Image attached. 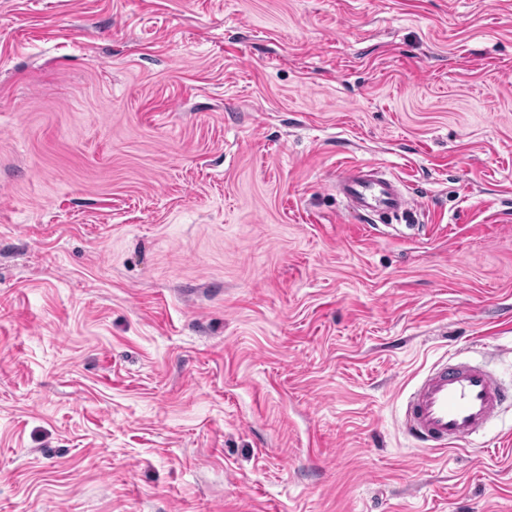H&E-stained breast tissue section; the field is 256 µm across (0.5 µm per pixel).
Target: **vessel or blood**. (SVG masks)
Segmentation results:
<instances>
[{
	"mask_svg": "<svg viewBox=\"0 0 512 512\" xmlns=\"http://www.w3.org/2000/svg\"><path fill=\"white\" fill-rule=\"evenodd\" d=\"M336 188L348 212L368 220L407 211L413 204L375 161L340 168ZM509 401L512 390L482 365L443 358L405 396L401 427L419 446L445 450L483 434Z\"/></svg>",
	"mask_w": 512,
	"mask_h": 512,
	"instance_id": "b4317fda",
	"label": "vessel or blood"
}]
</instances>
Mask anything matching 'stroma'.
Returning <instances> with one entry per match:
<instances>
[{"mask_svg":"<svg viewBox=\"0 0 512 512\" xmlns=\"http://www.w3.org/2000/svg\"><path fill=\"white\" fill-rule=\"evenodd\" d=\"M455 352L512 385V0H0V512H512V404L400 427ZM380 163L367 161L349 164L336 173V189L346 200L348 212L376 224L374 217L405 212L412 197L383 171Z\"/></svg>","mask_w":512,"mask_h":512,"instance_id":"1","label":"stroma"}]
</instances>
